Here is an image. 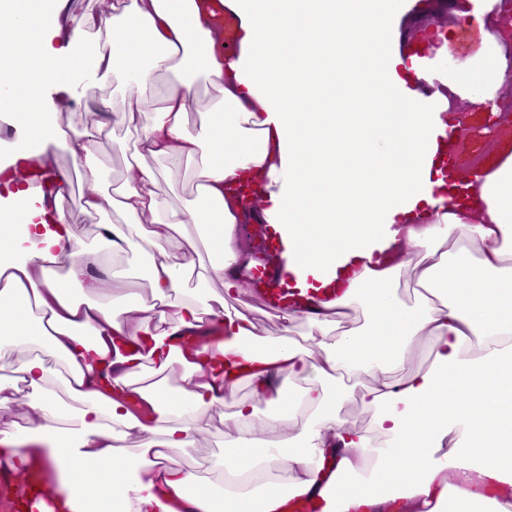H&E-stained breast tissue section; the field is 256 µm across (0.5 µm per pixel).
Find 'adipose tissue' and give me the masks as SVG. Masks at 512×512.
I'll use <instances>...</instances> for the list:
<instances>
[{"label": "adipose tissue", "mask_w": 512, "mask_h": 512, "mask_svg": "<svg viewBox=\"0 0 512 512\" xmlns=\"http://www.w3.org/2000/svg\"><path fill=\"white\" fill-rule=\"evenodd\" d=\"M222 2L231 56L197 0H111L74 19L72 51L52 0H0V110L15 117L0 162V358H16L0 368V409L34 413L0 427L12 474L23 485L42 472L69 512H278L275 472L323 512L398 500L405 512H500L482 486H512V140L468 199H452L440 167L449 95L493 99L512 61L494 44L477 67L429 75L403 49L424 0ZM174 70L184 81L146 110L113 100L107 119L136 131L138 162L103 194V125L61 126L48 87L79 104L107 81L140 94ZM196 85L211 94L193 128ZM58 143L84 211L115 216L97 247L68 218L66 173L51 178L52 231L16 186L25 160L49 164ZM145 157L186 165L194 200L170 205ZM246 179L261 189L250 210L226 192ZM244 224L285 235L290 286L333 282L341 295L278 313L280 336L260 335L228 309L256 263ZM204 244L211 268L186 287ZM128 255L145 259L148 293L113 290ZM409 276L410 303L398 292ZM421 351L431 364L412 369ZM158 354L176 388L137 383ZM348 376L369 380L372 431L341 414ZM244 384L252 399H236ZM230 397L217 491L176 458L196 447L197 417Z\"/></svg>", "instance_id": "adipose-tissue-1"}]
</instances>
